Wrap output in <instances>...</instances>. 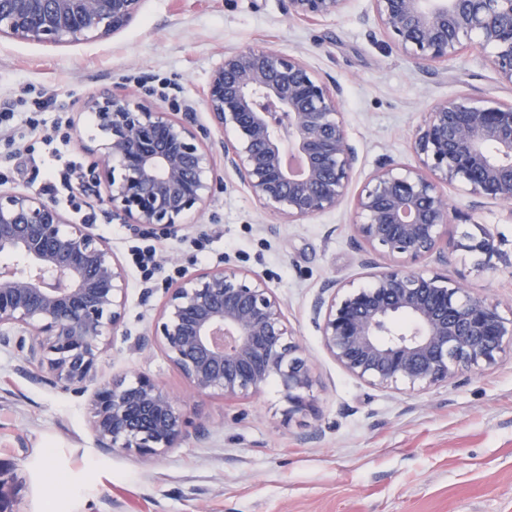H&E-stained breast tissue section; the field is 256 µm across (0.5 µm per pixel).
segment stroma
I'll return each mask as SVG.
<instances>
[{
	"label": "stroma",
	"instance_id": "1",
	"mask_svg": "<svg viewBox=\"0 0 512 512\" xmlns=\"http://www.w3.org/2000/svg\"><path fill=\"white\" fill-rule=\"evenodd\" d=\"M286 0H142L107 38L68 45L0 36V104L51 95L68 118L72 157L87 174L97 143L85 101L100 93L198 102L225 51L266 46L304 60L343 88L342 112L359 154L350 191L385 161L413 163L411 136L433 103L457 96L512 101L483 59L465 52L423 71L380 33L369 0L315 24L295 21ZM449 195L458 235L484 225L505 259L478 270L454 254L449 278L469 293L512 300V220L501 205ZM128 274L126 335L107 340L98 381L143 374L183 398L188 436L151 462L102 451L90 427V394L33 381L23 355L0 347V479L11 512H512V356L461 381L421 390L380 389L334 362L312 322L326 281L360 277L351 203L300 224L263 209L234 173L223 176L178 237L142 236L113 221L98 189L84 196ZM153 246L143 273L136 248ZM232 263L264 276L313 367L314 408L285 418L277 383L228 401L191 394L159 344L135 348L167 284L183 272ZM56 480H49L48 472Z\"/></svg>",
	"mask_w": 512,
	"mask_h": 512
}]
</instances>
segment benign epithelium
<instances>
[{"label": "benign epithelium", "mask_w": 512, "mask_h": 512, "mask_svg": "<svg viewBox=\"0 0 512 512\" xmlns=\"http://www.w3.org/2000/svg\"><path fill=\"white\" fill-rule=\"evenodd\" d=\"M347 0H288V15L316 23ZM374 20L415 64L429 68L469 50L512 86V0H370ZM142 0H0V36L64 44L105 38L130 23ZM340 88L301 59L268 47L224 53L203 93L222 140L224 170L263 208L293 223L340 207L359 156L350 143ZM99 131L92 180L112 218L144 235L190 225L220 179L209 133L188 103L163 106L101 94L84 103ZM416 162L381 164L354 201L353 230L379 261L368 282L323 285L313 323L330 356L379 388L430 387L480 373L512 354V318L470 295L448 274L459 251L500 257L494 237L448 235L457 210L444 187L512 204V102L465 96L432 105L413 135ZM0 346L25 353L36 381L82 392L97 374L104 341L123 327L127 273L89 224H72L35 191L0 189ZM151 335L197 394L227 400L278 379L291 416L311 407L314 376L288 327L281 299L258 273L234 265L191 274L165 288ZM100 447L149 460L176 448L188 419L180 400L137 374L101 384L91 399Z\"/></svg>", "instance_id": "benign-epithelium-1"}]
</instances>
